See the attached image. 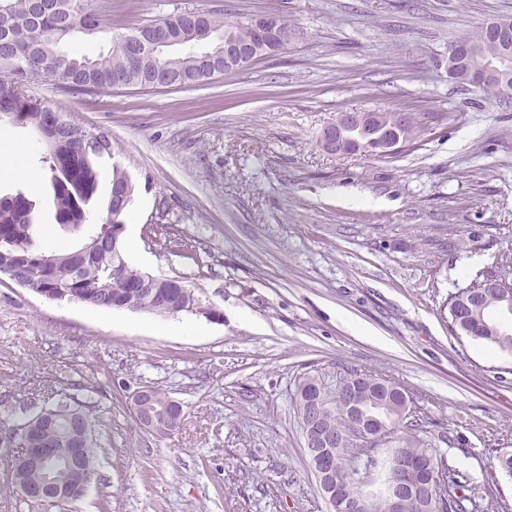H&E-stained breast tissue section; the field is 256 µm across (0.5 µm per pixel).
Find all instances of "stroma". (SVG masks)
Instances as JSON below:
<instances>
[{"label":"stroma","instance_id":"obj_1","mask_svg":"<svg viewBox=\"0 0 512 512\" xmlns=\"http://www.w3.org/2000/svg\"><path fill=\"white\" fill-rule=\"evenodd\" d=\"M113 36L178 10L229 22L287 15L281 52L210 80L164 89L80 90L54 78L26 94L107 133L88 209L106 215L113 164L137 185L123 219L162 221L200 242L204 268L139 242L132 267L179 276L218 319L49 302L0 275V428L54 404L74 380L100 387L95 476L58 512H330L306 456L294 402L304 373L400 384L448 465L466 470L481 512H512V354L452 330L450 293L479 273L512 281V96L489 101L448 76L453 42L512 0H95ZM410 112L424 131L390 158L336 155L320 142L343 112ZM26 144L37 242L73 251L55 220L44 148ZM161 386L184 421L160 438L128 410Z\"/></svg>","mask_w":512,"mask_h":512}]
</instances>
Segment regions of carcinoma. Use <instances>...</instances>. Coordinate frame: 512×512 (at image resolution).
<instances>
[{
    "label": "carcinoma",
    "instance_id": "carcinoma-1",
    "mask_svg": "<svg viewBox=\"0 0 512 512\" xmlns=\"http://www.w3.org/2000/svg\"><path fill=\"white\" fill-rule=\"evenodd\" d=\"M160 22L164 23L167 36L180 39L181 53L159 55L146 46L138 60L133 61L126 54L127 36L123 35L111 41L107 53L89 56L79 44L69 51L61 45L102 31L103 20L93 0H0V118L33 129L46 143L44 163L53 174L57 223L76 232L93 225L89 212L84 209L98 185V174L90 157L112 155V141L105 134L102 140H97L98 132L73 119L66 124L49 122L46 112L50 108L27 96L22 86L42 75L83 89L110 88L117 77L124 79L129 87H142L152 84L161 72L180 85L208 80L203 71L211 67V61L220 59L217 51L228 25L224 17L206 14L204 29L209 36L203 40L180 17L172 15ZM464 40L478 50L512 56V42L491 43L482 25L464 36ZM382 120L386 123L382 127L385 138L399 136L414 144L421 138V128L410 114L384 112ZM134 193L135 184L130 175L121 166H112L107 218L93 225L95 230L90 237L96 244L88 252L37 247L33 201L23 193L9 200L0 196V264L9 267L16 279L27 283L31 292L41 293L48 300L115 309L135 302L143 311L163 317L191 312V307L201 302L195 289L184 291L165 279L147 285L143 281L144 272L131 267L123 256L118 235L120 218L126 214ZM157 243L164 250L203 262L192 239L162 231ZM492 309L512 314V288H486L478 279L472 286L450 295L448 300L452 327L512 353V330L488 319ZM336 388L338 402L328 397L320 377L306 373L296 385L295 407L300 428L304 430L308 407L319 403L322 422L336 434L331 452L336 459L339 498L362 500L365 512H392L386 489L397 483L395 465L402 458L411 464L408 481L421 483L435 469L444 485L442 494L433 488L422 492L409 512H474L478 508L466 473L448 467L437 455L418 420L411 419L410 410L404 408L407 396L398 383L372 374L355 373L339 377ZM83 390L91 393L94 387L78 383L75 393L59 394L55 422L33 428L28 419L8 430L14 436L10 441L12 447L40 448L48 437L55 448L54 458L40 465L30 462L22 465L24 484L36 485L53 476L59 459L73 448L84 449L87 476L94 478L98 448L93 414L96 405L90 396L79 397ZM355 421L362 423L369 433L390 438V442L371 448L350 444L348 435ZM358 456L365 457V462L373 468L375 480L362 483L352 477Z\"/></svg>",
    "mask_w": 512,
    "mask_h": 512
}]
</instances>
